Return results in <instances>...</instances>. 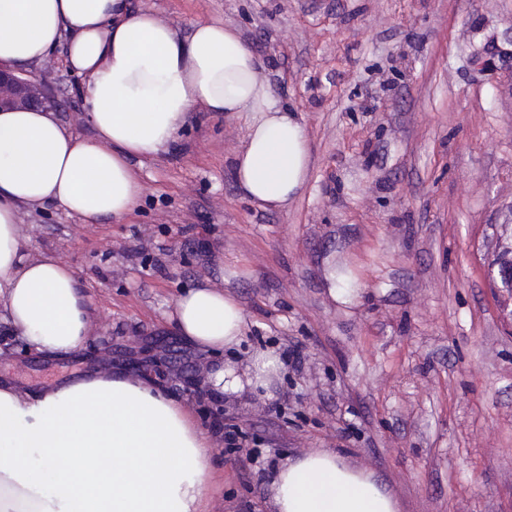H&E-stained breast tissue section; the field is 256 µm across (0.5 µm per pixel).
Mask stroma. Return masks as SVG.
Wrapping results in <instances>:
<instances>
[{
    "mask_svg": "<svg viewBox=\"0 0 512 512\" xmlns=\"http://www.w3.org/2000/svg\"><path fill=\"white\" fill-rule=\"evenodd\" d=\"M178 25L236 28L310 145V175L287 209L242 196L232 159L246 116L187 113L175 143L136 162L138 214L83 224L55 208L20 215L25 251L73 267L92 326L51 355L0 319V379L38 393L99 371L154 383L210 448L207 512H272V470L229 453L174 371L216 357L185 341L177 297H236L248 327L225 363L260 349L284 370L270 392L222 395L225 423L274 464L316 448L372 472L399 512H512V329L487 260L512 236V0H131ZM485 51L490 63L471 62ZM46 78L61 120L82 118L62 52ZM358 289L333 300L325 261Z\"/></svg>",
    "mask_w": 512,
    "mask_h": 512,
    "instance_id": "obj_1",
    "label": "stroma"
}]
</instances>
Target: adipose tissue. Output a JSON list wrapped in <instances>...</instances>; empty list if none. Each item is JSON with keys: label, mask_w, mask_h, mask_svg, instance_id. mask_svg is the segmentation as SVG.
<instances>
[{"label": "adipose tissue", "mask_w": 512, "mask_h": 512, "mask_svg": "<svg viewBox=\"0 0 512 512\" xmlns=\"http://www.w3.org/2000/svg\"><path fill=\"white\" fill-rule=\"evenodd\" d=\"M60 46L86 79L91 135L50 110L0 112V307L52 354L83 345L88 299L72 267L23 252L21 207L53 205L87 224L136 212L135 161L165 151L197 106L247 114L235 176L259 206L286 207L310 167L304 126L233 28L199 23L183 38L129 0H0L1 64L38 65ZM173 318L187 341L215 353L240 345L246 329L241 304L212 288L180 295ZM281 367L264 349L247 376L218 364L208 381L219 393L266 391ZM211 472L205 438L153 383L112 372L28 396L0 384V512H205ZM270 499L274 512H397L370 474L324 449L283 463Z\"/></svg>", "instance_id": "adipose-tissue-1"}]
</instances>
